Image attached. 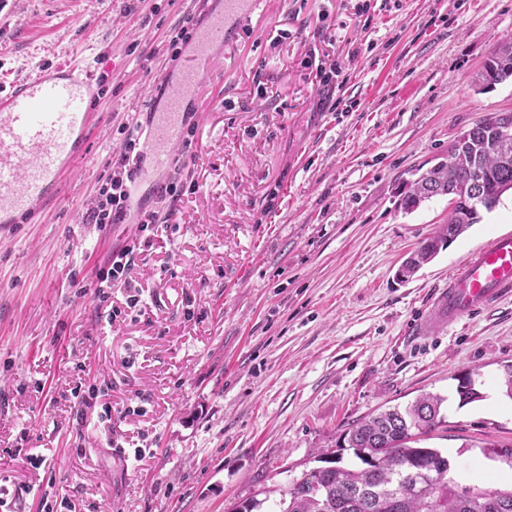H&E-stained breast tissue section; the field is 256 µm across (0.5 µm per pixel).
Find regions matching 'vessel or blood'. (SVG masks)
I'll use <instances>...</instances> for the list:
<instances>
[{"label":"vessel or blood","mask_w":512,"mask_h":512,"mask_svg":"<svg viewBox=\"0 0 512 512\" xmlns=\"http://www.w3.org/2000/svg\"><path fill=\"white\" fill-rule=\"evenodd\" d=\"M262 0H221L204 5L195 27L194 50L180 65L150 136L152 170L174 163V147L187 120L185 103L215 50L233 44ZM100 84L91 72L63 63L25 79L0 95V232L37 222L76 161L91 145ZM512 292V230L470 253L436 303L440 322H454Z\"/></svg>","instance_id":"b4317fda"}]
</instances>
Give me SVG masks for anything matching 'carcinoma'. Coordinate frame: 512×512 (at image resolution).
<instances>
[{"mask_svg": "<svg viewBox=\"0 0 512 512\" xmlns=\"http://www.w3.org/2000/svg\"><path fill=\"white\" fill-rule=\"evenodd\" d=\"M512 80V38L499 39L475 84L480 91ZM512 112L495 113L461 132L439 162L411 183L401 199L409 212L433 197L452 204L448 223L407 256L415 269L440 252L493 210L512 190ZM473 370L458 380L463 403L482 399L471 385ZM445 398L423 393L412 403L378 409L349 428L337 449L315 456L316 470H306L283 492L279 512H512V487L463 485L450 475V462L439 448L420 445L442 423ZM352 451L359 465H343Z\"/></svg>", "mask_w": 512, "mask_h": 512, "instance_id": "cac0c4a2", "label": "carcinoma"}]
</instances>
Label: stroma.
I'll list each match as a JSON object with an SVG mask.
<instances>
[{
    "label": "stroma",
    "mask_w": 512,
    "mask_h": 512,
    "mask_svg": "<svg viewBox=\"0 0 512 512\" xmlns=\"http://www.w3.org/2000/svg\"><path fill=\"white\" fill-rule=\"evenodd\" d=\"M194 0H0V92L75 60L108 73L92 148L41 224L0 235V512H230L286 490L321 449L383 405L444 396L428 446L487 485V448H512V408L460 405L479 370L503 395L512 293L434 331L448 275L500 231L512 195L402 282L403 258L448 218L401 198L460 131L512 111V84L475 93L512 0H263L192 94L197 188L171 208L114 292L115 320L80 294L139 234L82 214L111 172L119 128L159 109L167 47ZM340 64L335 86L312 63ZM137 307L127 308L129 290ZM107 386L111 419L76 421V382ZM42 458L34 465L30 456Z\"/></svg>",
    "instance_id": "35a3bbf8"
}]
</instances>
